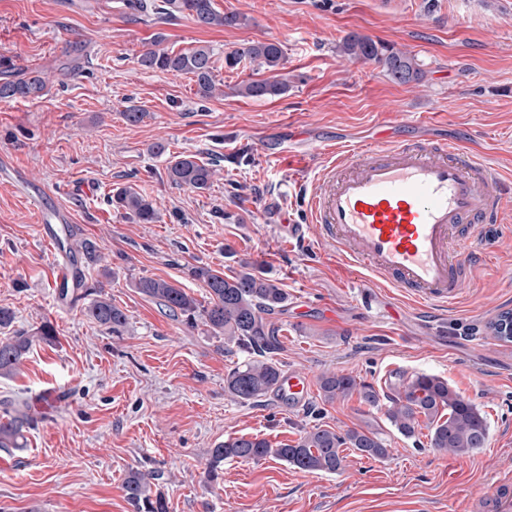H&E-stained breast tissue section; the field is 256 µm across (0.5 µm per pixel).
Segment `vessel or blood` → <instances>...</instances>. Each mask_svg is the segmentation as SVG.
I'll return each instance as SVG.
<instances>
[{
    "label": "vessel or blood",
    "mask_w": 512,
    "mask_h": 512,
    "mask_svg": "<svg viewBox=\"0 0 512 512\" xmlns=\"http://www.w3.org/2000/svg\"><path fill=\"white\" fill-rule=\"evenodd\" d=\"M335 160L318 172L307 201L309 226L354 269L437 305L453 303L469 285V243L482 225L501 221L512 185L482 156L455 140L381 136L327 149ZM44 238L60 247L68 211L50 194H31ZM280 392L304 404L309 378L283 375Z\"/></svg>",
    "instance_id": "vessel-or-blood-1"
}]
</instances>
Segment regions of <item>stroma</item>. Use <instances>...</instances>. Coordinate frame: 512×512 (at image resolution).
<instances>
[{
	"label": "stroma",
	"mask_w": 512,
	"mask_h": 512,
	"mask_svg": "<svg viewBox=\"0 0 512 512\" xmlns=\"http://www.w3.org/2000/svg\"><path fill=\"white\" fill-rule=\"evenodd\" d=\"M214 3L244 24L139 17L126 0H0V60L49 80L40 99L0 101V152L54 192L114 272L84 266L81 287L60 296L58 256L36 206L25 187L0 177V307L14 311L15 331L47 320L58 333L0 377V401L36 421L22 447L0 449V512H134L123 489L132 469L154 475L169 512H465L470 500L474 512H490L497 476L512 465V343L487 329L512 310V217L484 225L475 249L497 262L476 266L447 307L351 276L312 234L288 238L280 227L308 221L305 194L329 162L312 143H361L392 107L424 120L417 136L463 139L512 177V0ZM350 32L415 56L423 81L399 84L377 64L350 60L338 49ZM262 40L281 44L289 80L286 93L263 100L236 92L258 76L246 64L218 68L221 92L204 99L189 76L136 63L151 46L207 45L220 57ZM131 107L146 113L135 127L123 119ZM155 142L217 164L210 189L171 185L164 159L149 151ZM124 185L155 201L158 222L108 203ZM243 260L288 294L270 317L280 341L273 357L308 375L302 407L273 395L231 400L224 379L246 352L187 327L135 286L163 278L201 300L190 267L228 274ZM101 287L128 316L121 334L83 312ZM329 372L385 398L399 379L438 376L484 412L487 445L456 456L431 448L427 428L402 436L384 408L325 401L319 379ZM316 426L376 430L389 454L348 453L334 474L228 459L217 482L205 480L219 442L246 435L290 444Z\"/></svg>",
	"instance_id": "35a3bbf8"
}]
</instances>
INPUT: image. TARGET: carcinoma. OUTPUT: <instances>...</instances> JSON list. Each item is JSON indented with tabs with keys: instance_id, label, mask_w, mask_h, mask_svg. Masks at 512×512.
Masks as SVG:
<instances>
[{
	"instance_id": "carcinoma-1",
	"label": "carcinoma",
	"mask_w": 512,
	"mask_h": 512,
	"mask_svg": "<svg viewBox=\"0 0 512 512\" xmlns=\"http://www.w3.org/2000/svg\"><path fill=\"white\" fill-rule=\"evenodd\" d=\"M128 7L141 14H157L162 19L188 15L203 28L240 23L238 16L218 11L214 0H128ZM340 48L352 60L382 66L399 84L417 83L424 77L414 56L367 36L348 34L341 40ZM282 60L283 50L276 41L243 43L224 56V63L231 70L248 63L272 73L269 78L251 80L239 87L241 96L256 100L288 91V77L279 73ZM137 63L143 70L191 76L202 98L216 94L215 53L208 45H196L177 52L148 48L138 56ZM46 87V78L38 72L16 80L0 81V100H36L44 95ZM166 174L170 183L176 186L204 192L211 186L213 170L194 155H167ZM108 202L116 209L134 215L143 224H152L158 219L152 200L131 185L114 189ZM190 274L203 283L206 303L162 278L142 277L135 287L181 317L185 324L192 327L201 319L210 335L249 350L250 358L234 367L224 379V392L229 397L239 402H257L273 393L282 370L271 358L277 338L276 329L267 316L286 305L288 294L285 289L277 281L256 274L248 261L240 262L239 269L228 275L206 265L191 267ZM84 313L98 326L115 334L121 333L127 325L125 312L100 290L88 302ZM55 337L56 330L49 323L41 325L32 334L1 335L0 377L14 375L35 342H51ZM319 388L329 402L355 396L364 405L379 406L380 393L372 385L350 375L324 374L319 380ZM386 416L405 437L415 436L417 428L426 426L430 430L431 447L455 455H468L485 447L488 441L487 419L481 410L436 376L421 374L400 383L395 387ZM32 423L29 415L20 410L6 414L0 423V448L18 447L23 430ZM343 446L366 458L378 459L389 454L383 440L371 430L353 429L341 435L331 428L318 426L292 444L273 445L257 436H241L221 442L210 451L207 475L210 480H217L224 468V460L229 458L243 461L275 458L302 471L335 473L343 466ZM124 491L134 512H168L165 497L152 492V477L147 473L128 471Z\"/></svg>"
}]
</instances>
